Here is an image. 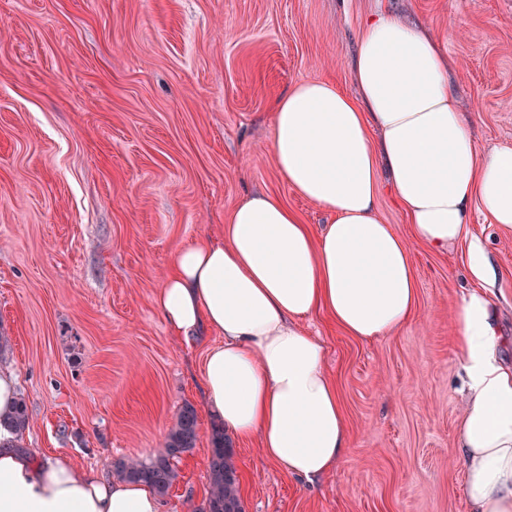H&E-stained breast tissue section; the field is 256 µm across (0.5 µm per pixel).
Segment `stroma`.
<instances>
[{
	"label": "stroma",
	"mask_w": 512,
	"mask_h": 512,
	"mask_svg": "<svg viewBox=\"0 0 512 512\" xmlns=\"http://www.w3.org/2000/svg\"><path fill=\"white\" fill-rule=\"evenodd\" d=\"M425 24L479 152L512 149V0H0V329L35 461L58 452L111 476L198 416L161 512H201L214 426L200 362L216 335L168 333L155 304L175 252L218 239L248 194L279 196L312 231L328 221L278 174L273 102L293 84L352 89L364 23ZM500 277L512 365V229L471 217ZM419 306L361 342L324 314L317 336L350 447L309 484L233 443L244 512H469L456 423L465 370L454 312L472 286L465 245L410 242Z\"/></svg>",
	"instance_id": "obj_1"
}]
</instances>
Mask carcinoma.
Wrapping results in <instances>:
<instances>
[{
  "mask_svg": "<svg viewBox=\"0 0 512 512\" xmlns=\"http://www.w3.org/2000/svg\"><path fill=\"white\" fill-rule=\"evenodd\" d=\"M29 423L27 402L21 396L15 402L13 411L0 418V427L11 434V437L0 441V447H20ZM197 438V412L192 405L186 404L170 429L164 448L144 459L115 461L112 463L113 473L123 481L145 483L164 498L177 478L175 462L194 448ZM211 443L210 491L202 512H244L238 493L233 450L224 443L223 429L213 428Z\"/></svg>",
  "mask_w": 512,
  "mask_h": 512,
  "instance_id": "obj_1",
  "label": "carcinoma"
}]
</instances>
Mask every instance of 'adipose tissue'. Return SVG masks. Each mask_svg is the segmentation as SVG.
<instances>
[{
  "label": "adipose tissue",
  "mask_w": 512,
  "mask_h": 512,
  "mask_svg": "<svg viewBox=\"0 0 512 512\" xmlns=\"http://www.w3.org/2000/svg\"><path fill=\"white\" fill-rule=\"evenodd\" d=\"M353 91L296 83L273 105L270 151L280 175L328 217L312 232L280 198L243 199L220 240L181 247L155 302L168 331L221 336L202 381L214 420L288 475L314 482L348 448L341 400L323 349L299 321L327 313L360 341L405 327L418 303L407 243L377 211L389 182L415 238L444 251L468 245L476 288L456 311L467 382L457 423L471 512H512V368L498 358V279L471 212L512 228V150L479 153L448 78V59L424 26L385 14L363 28ZM141 483L78 471L61 452L34 465L0 448V512H160Z\"/></svg>",
  "instance_id": "1"
}]
</instances>
